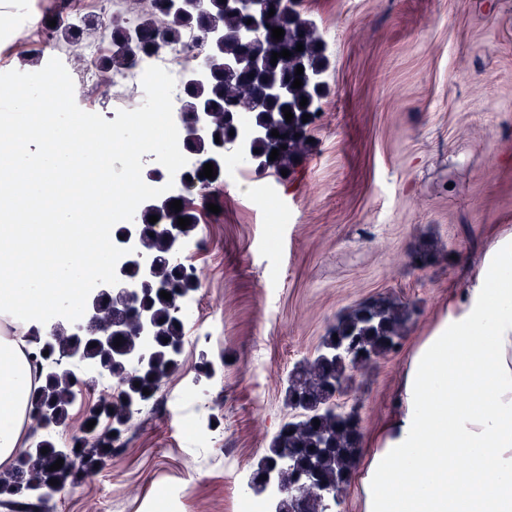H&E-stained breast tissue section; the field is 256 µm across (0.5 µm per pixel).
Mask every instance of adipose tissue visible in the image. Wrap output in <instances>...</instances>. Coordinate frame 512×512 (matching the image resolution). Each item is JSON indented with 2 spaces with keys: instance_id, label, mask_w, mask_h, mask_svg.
Segmentation results:
<instances>
[{
  "instance_id": "obj_1",
  "label": "adipose tissue",
  "mask_w": 512,
  "mask_h": 512,
  "mask_svg": "<svg viewBox=\"0 0 512 512\" xmlns=\"http://www.w3.org/2000/svg\"><path fill=\"white\" fill-rule=\"evenodd\" d=\"M38 139L66 168L98 166L112 140L58 120L0 124V155L18 159ZM16 186L53 202L63 222L0 224V464L20 450L25 396L33 383L25 353L44 309L73 299L53 267L82 268L72 243L85 233L79 208L62 203L52 166L19 170ZM360 512H512V234L486 255L473 287L451 292L448 311L420 337L404 365L390 415L368 439L359 473Z\"/></svg>"
}]
</instances>
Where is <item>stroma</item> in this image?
I'll return each mask as SVG.
<instances>
[{
    "label": "stroma",
    "mask_w": 512,
    "mask_h": 512,
    "mask_svg": "<svg viewBox=\"0 0 512 512\" xmlns=\"http://www.w3.org/2000/svg\"><path fill=\"white\" fill-rule=\"evenodd\" d=\"M299 10L327 57L309 148L287 175H262L265 194L219 171V190L194 195L190 238L205 247L188 257L219 327L185 336L155 410L50 512H147L167 484L181 488L179 512H235L226 463L266 455L293 414L290 373L351 308L390 296L408 307L400 344L353 369L339 399L367 438L449 290L471 287L512 228V0H301ZM203 357L220 366L208 385L217 448L194 447L164 408Z\"/></svg>",
    "instance_id": "obj_1"
}]
</instances>
